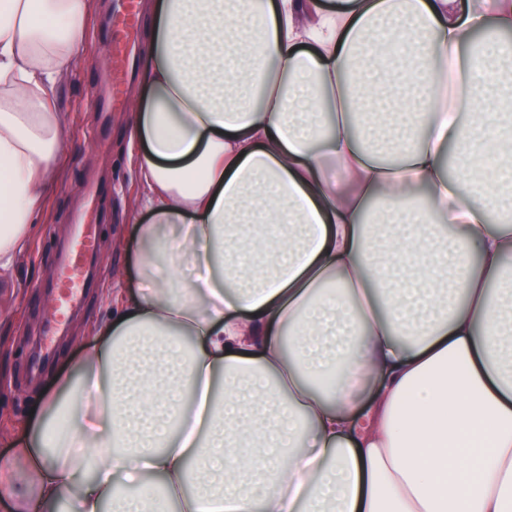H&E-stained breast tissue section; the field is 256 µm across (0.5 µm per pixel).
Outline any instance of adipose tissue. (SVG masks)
Masks as SVG:
<instances>
[{
    "instance_id": "1",
    "label": "adipose tissue",
    "mask_w": 512,
    "mask_h": 512,
    "mask_svg": "<svg viewBox=\"0 0 512 512\" xmlns=\"http://www.w3.org/2000/svg\"><path fill=\"white\" fill-rule=\"evenodd\" d=\"M90 0H0V288ZM135 290L9 512H512V0H152Z\"/></svg>"
}]
</instances>
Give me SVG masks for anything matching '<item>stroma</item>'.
<instances>
[{"mask_svg": "<svg viewBox=\"0 0 512 512\" xmlns=\"http://www.w3.org/2000/svg\"><path fill=\"white\" fill-rule=\"evenodd\" d=\"M136 23L121 18L125 0H98L73 75L61 86L59 109L68 117L63 171L40 213L30 249L19 264L18 288H0V455L7 436L30 417L40 396L52 395L112 314V292L131 254L125 246L133 225L147 223L136 212L137 175L130 162L129 117L143 95L140 76L104 75L113 49L132 50L143 67L149 39L147 0H135ZM83 216L97 243L93 274L102 278L82 296L64 321L54 315L55 286L70 247L76 216Z\"/></svg>", "mask_w": 512, "mask_h": 512, "instance_id": "stroma-1", "label": "stroma"}]
</instances>
